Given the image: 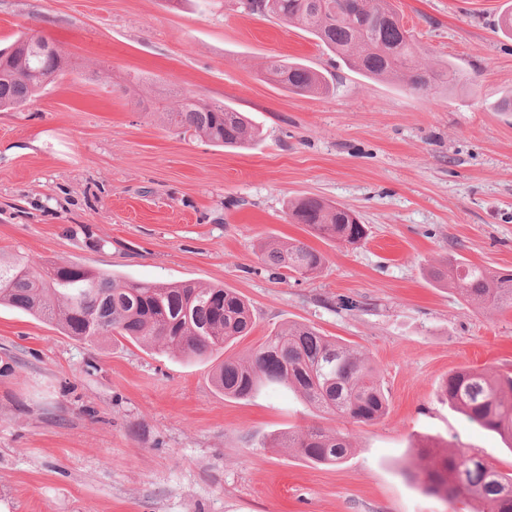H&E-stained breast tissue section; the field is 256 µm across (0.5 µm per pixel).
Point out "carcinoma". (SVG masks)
<instances>
[{
	"label": "carcinoma",
	"mask_w": 512,
	"mask_h": 512,
	"mask_svg": "<svg viewBox=\"0 0 512 512\" xmlns=\"http://www.w3.org/2000/svg\"><path fill=\"white\" fill-rule=\"evenodd\" d=\"M252 15H273L297 26L349 67L373 79H390L417 91L447 88L466 80L454 64L434 68L424 62L410 31L391 21L390 0H250ZM266 77L298 94H328L323 76L300 62L273 58ZM64 76L38 54L17 55L0 71V108L20 109L46 86ZM181 133L217 146L242 147L254 141L255 128L244 113L226 106L182 97L166 113ZM289 222L304 224L321 238L360 245L367 229L346 207L304 197L288 207ZM265 261L275 270L303 277L323 265V256L303 243L271 245ZM469 302L512 308V274L470 263L438 269ZM32 312L58 325L66 335L87 343L121 338L173 355L203 359L249 335V303L231 289L193 282H141L75 262L38 263L0 255V304ZM224 396L252 397L260 387L277 386L300 395L317 410L354 424H370L388 411V398L373 367L349 348L312 327L293 325L268 336L245 359H226L214 375ZM448 403L480 427L512 440V376L494 377L462 368L443 386ZM306 460L339 465L351 453L348 434L309 428L275 440ZM428 493L448 503L478 501L481 512H512V473H502L474 454L458 449L429 457L411 473Z\"/></svg>",
	"instance_id": "cac0c4a2"
}]
</instances>
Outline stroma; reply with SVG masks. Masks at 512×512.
<instances>
[{"mask_svg":"<svg viewBox=\"0 0 512 512\" xmlns=\"http://www.w3.org/2000/svg\"><path fill=\"white\" fill-rule=\"evenodd\" d=\"M432 66L475 85L416 92L364 77L307 32L238 0H0V48L55 43L65 76L0 110V253L78 262L137 281L219 285L254 313L249 336L199 360L125 340L88 344L0 306V512H474L411 479L431 441L512 470V445L441 395L465 366L512 373V309L466 302L434 267L512 270V0H392ZM325 75L329 95L268 81L271 57ZM246 113L258 143L177 135L180 95ZM320 197L355 211L350 247L286 219ZM303 242L313 276L260 260ZM353 348L387 414L342 425L281 388L246 400L212 380L286 325ZM347 428L351 455L319 465L280 435Z\"/></svg>","mask_w":512,"mask_h":512,"instance_id":"35a3bbf8","label":"stroma"}]
</instances>
